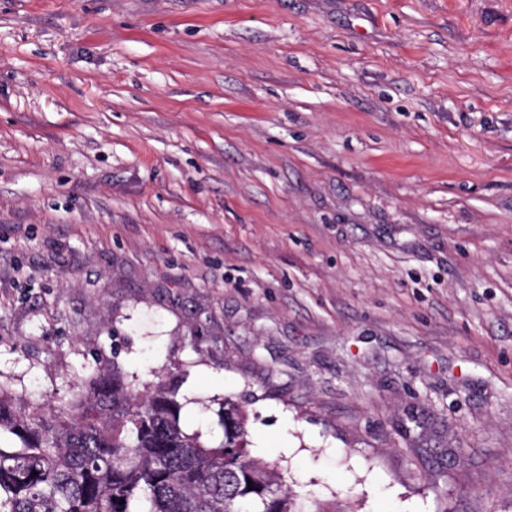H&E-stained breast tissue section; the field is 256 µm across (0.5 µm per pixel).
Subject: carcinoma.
<instances>
[{
  "mask_svg": "<svg viewBox=\"0 0 512 512\" xmlns=\"http://www.w3.org/2000/svg\"><path fill=\"white\" fill-rule=\"evenodd\" d=\"M176 390H136L103 365L85 391L13 405L0 386V512H338L252 455L247 414L224 398V441L186 433Z\"/></svg>",
  "mask_w": 512,
  "mask_h": 512,
  "instance_id": "cac0c4a2",
  "label": "carcinoma"
}]
</instances>
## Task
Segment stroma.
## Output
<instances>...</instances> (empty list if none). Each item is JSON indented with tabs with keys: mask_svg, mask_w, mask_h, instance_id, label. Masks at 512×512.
<instances>
[{
	"mask_svg": "<svg viewBox=\"0 0 512 512\" xmlns=\"http://www.w3.org/2000/svg\"><path fill=\"white\" fill-rule=\"evenodd\" d=\"M102 363L342 512H512V0H0V385Z\"/></svg>",
	"mask_w": 512,
	"mask_h": 512,
	"instance_id": "stroma-1",
	"label": "stroma"
}]
</instances>
